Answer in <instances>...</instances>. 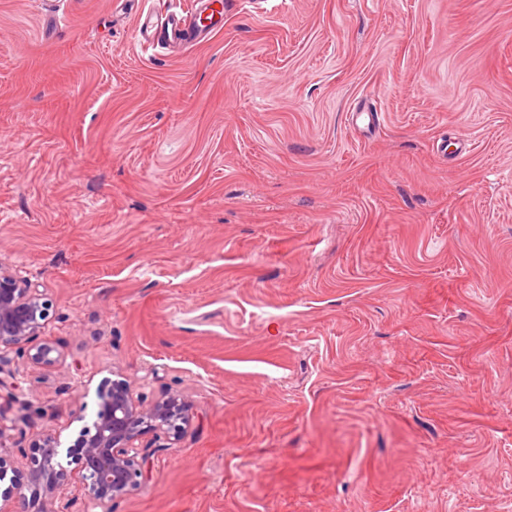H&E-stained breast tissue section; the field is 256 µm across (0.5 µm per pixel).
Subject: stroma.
<instances>
[{"label":"stroma","instance_id":"35a3bbf8","mask_svg":"<svg viewBox=\"0 0 512 512\" xmlns=\"http://www.w3.org/2000/svg\"><path fill=\"white\" fill-rule=\"evenodd\" d=\"M163 0H0V458L97 389L189 427L111 512H512V0H283L183 48ZM49 512H94L77 465ZM48 315L49 305L42 294L26 279L0 266V373L13 375L10 355L28 344L32 363L52 366L60 362L58 344L41 338Z\"/></svg>","mask_w":512,"mask_h":512}]
</instances>
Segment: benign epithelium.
I'll use <instances>...</instances> for the list:
<instances>
[{
    "mask_svg": "<svg viewBox=\"0 0 512 512\" xmlns=\"http://www.w3.org/2000/svg\"><path fill=\"white\" fill-rule=\"evenodd\" d=\"M49 305L42 294L17 274L0 266V373L12 375L11 354L24 345L31 347L28 359L38 365L60 362L58 344L42 336ZM97 410L84 425L67 455L82 472L86 495L93 505L105 507L112 500L140 486V448L145 434L155 438L177 436L188 426L192 403L179 393H169L145 406L135 399L122 380L105 382L97 392ZM27 482L8 475L7 462L0 459V483L9 485L0 493V512H34L33 487L52 492L68 475L59 457V442L47 435L32 445Z\"/></svg>",
    "mask_w": 512,
    "mask_h": 512,
    "instance_id": "benign-epithelium-1",
    "label": "benign epithelium"
}]
</instances>
